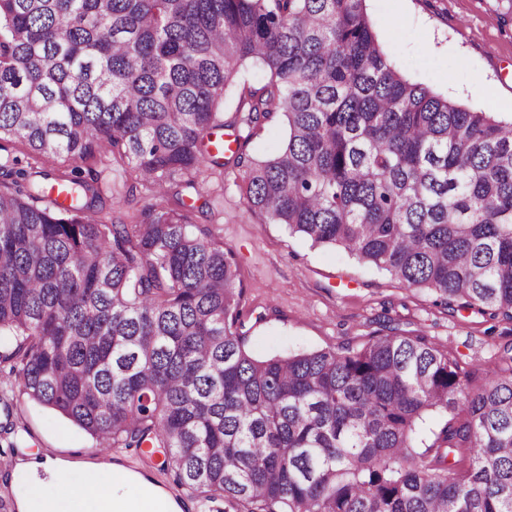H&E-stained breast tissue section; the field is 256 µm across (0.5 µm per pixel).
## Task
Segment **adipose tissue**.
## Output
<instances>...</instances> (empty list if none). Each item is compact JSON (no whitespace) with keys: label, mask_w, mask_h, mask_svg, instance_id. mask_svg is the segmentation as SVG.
<instances>
[{"label":"adipose tissue","mask_w":512,"mask_h":512,"mask_svg":"<svg viewBox=\"0 0 512 512\" xmlns=\"http://www.w3.org/2000/svg\"><path fill=\"white\" fill-rule=\"evenodd\" d=\"M18 470L27 472L32 484L31 497L21 499V512H167L162 500L144 484L129 485L121 477L100 483L94 478L99 468L85 466V478L72 481L58 458L45 456L40 463L21 462Z\"/></svg>","instance_id":"1"}]
</instances>
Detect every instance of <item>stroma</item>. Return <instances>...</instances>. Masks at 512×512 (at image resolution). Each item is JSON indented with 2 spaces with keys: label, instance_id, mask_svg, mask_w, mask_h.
<instances>
[{
  "label": "stroma",
  "instance_id": "stroma-1",
  "mask_svg": "<svg viewBox=\"0 0 512 512\" xmlns=\"http://www.w3.org/2000/svg\"><path fill=\"white\" fill-rule=\"evenodd\" d=\"M367 14L391 61L410 81L466 108L501 118L491 85L512 91V23L507 0H366ZM434 43L427 54L426 43ZM206 207L193 221L231 250L244 284L250 346L259 356L358 347L384 320L427 336L472 370L481 384L512 345V321L471 310L448 312L420 289L330 247L311 246L281 224L265 223L245 205L239 170L202 175ZM46 448H72L95 461V438L56 411L19 395L0 370V453L24 461Z\"/></svg>",
  "mask_w": 512,
  "mask_h": 512
}]
</instances>
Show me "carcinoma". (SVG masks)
I'll return each mask as SVG.
<instances>
[{"mask_svg":"<svg viewBox=\"0 0 512 512\" xmlns=\"http://www.w3.org/2000/svg\"><path fill=\"white\" fill-rule=\"evenodd\" d=\"M267 73L255 84L242 69ZM233 112L224 120V106ZM248 209L447 308L512 321V119L405 80L365 0H0V143L127 167L161 201L0 164V365L104 450L166 448L246 512H512V355L478 388L424 335L260 357L234 254L193 223L226 128ZM450 415L420 460L421 424ZM286 134L284 122L276 119L256 137L247 141L243 152L249 156L260 158L275 151L283 142ZM158 200L151 191L139 187L134 196L113 199L110 194L105 195V201L100 216L112 218L113 216H121L126 222L131 221L133 215H137L141 209ZM159 201V200H158Z\"/></svg>","mask_w":512,"mask_h":512,"instance_id":"1","label":"carcinoma"}]
</instances>
